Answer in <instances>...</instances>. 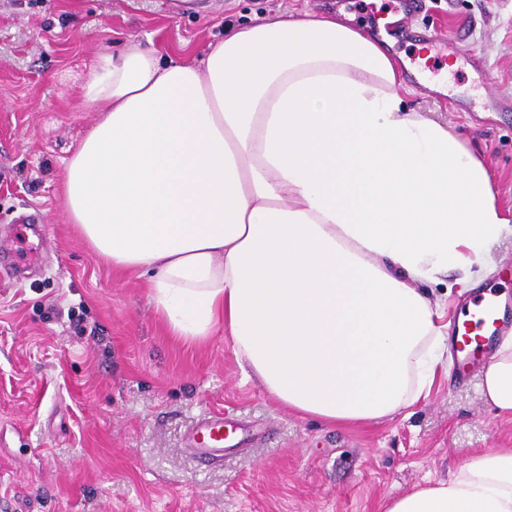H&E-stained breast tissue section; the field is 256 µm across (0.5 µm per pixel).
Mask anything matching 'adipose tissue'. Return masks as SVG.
<instances>
[{
    "mask_svg": "<svg viewBox=\"0 0 512 512\" xmlns=\"http://www.w3.org/2000/svg\"><path fill=\"white\" fill-rule=\"evenodd\" d=\"M410 93L386 48L333 14L227 27L194 66L104 55L64 169L69 221L113 269L147 275L169 335L223 329L288 409L381 422L444 364L446 304L421 283L452 271L476 288L512 235L487 162ZM481 389L512 416V336ZM387 512H512V448Z\"/></svg>",
    "mask_w": 512,
    "mask_h": 512,
    "instance_id": "obj_1",
    "label": "adipose tissue"
}]
</instances>
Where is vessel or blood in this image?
Here are the masks:
<instances>
[{
	"mask_svg": "<svg viewBox=\"0 0 512 512\" xmlns=\"http://www.w3.org/2000/svg\"><path fill=\"white\" fill-rule=\"evenodd\" d=\"M503 293L497 282L481 288L463 310L461 318L452 326L453 342L459 358L456 374L458 384L469 380L470 368L479 354L484 353L499 334L507 331L511 324L506 318ZM186 444L190 452L203 461L223 458L224 416L215 414L198 421L189 431Z\"/></svg>",
	"mask_w": 512,
	"mask_h": 512,
	"instance_id": "b4317fda",
	"label": "vessel or blood"
}]
</instances>
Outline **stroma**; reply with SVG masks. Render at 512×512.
Returning a JSON list of instances; mask_svg holds the SVG:
<instances>
[{
	"mask_svg": "<svg viewBox=\"0 0 512 512\" xmlns=\"http://www.w3.org/2000/svg\"><path fill=\"white\" fill-rule=\"evenodd\" d=\"M280 8L346 13L408 63L413 32L459 45L408 102L489 160L512 220V0H424L383 28L393 0H0V259L25 216L48 228L21 245L26 272L0 278V512H384L472 455L512 448V418L477 377H439L378 424L289 411L244 378L223 330L166 335L146 278L112 270L70 224L61 176L96 119L81 89L102 55L158 49L190 64L229 24ZM216 413L230 453L207 465L185 436Z\"/></svg>",
	"mask_w": 512,
	"mask_h": 512,
	"instance_id": "1",
	"label": "stroma"
}]
</instances>
